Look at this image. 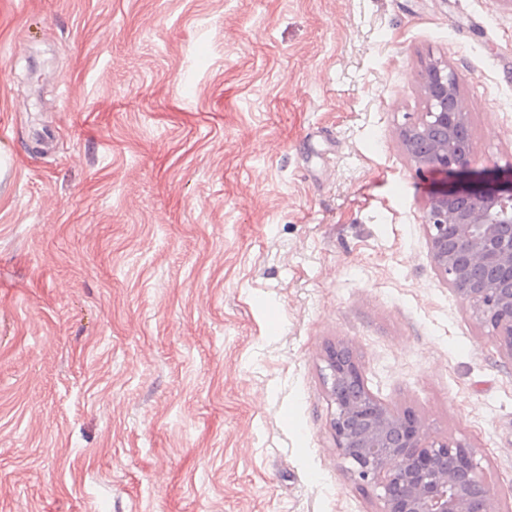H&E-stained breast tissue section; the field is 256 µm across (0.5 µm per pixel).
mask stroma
<instances>
[{
	"mask_svg": "<svg viewBox=\"0 0 512 512\" xmlns=\"http://www.w3.org/2000/svg\"><path fill=\"white\" fill-rule=\"evenodd\" d=\"M512 173V0H0V512H380L326 351L512 512V358L399 137ZM427 98V110L414 123L400 131L402 144L419 172L429 170H465L475 162V153L467 135V112L452 72L438 63H430L418 74ZM425 140L420 153L417 143Z\"/></svg>",
	"mask_w": 512,
	"mask_h": 512,
	"instance_id": "stroma-1",
	"label": "stroma"
}]
</instances>
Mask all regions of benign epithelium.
I'll return each instance as SVG.
<instances>
[{
  "label": "benign epithelium",
  "mask_w": 512,
  "mask_h": 512,
  "mask_svg": "<svg viewBox=\"0 0 512 512\" xmlns=\"http://www.w3.org/2000/svg\"><path fill=\"white\" fill-rule=\"evenodd\" d=\"M427 110L400 131L417 170H465L475 162L456 76L438 63L418 74ZM435 268L448 287L490 322L498 348L512 357V175L506 183L436 193L424 216ZM336 405V448L354 477L382 489V512H495V494L471 450L425 433L412 411L392 412L365 386L349 347L328 350Z\"/></svg>",
  "instance_id": "1"
}]
</instances>
